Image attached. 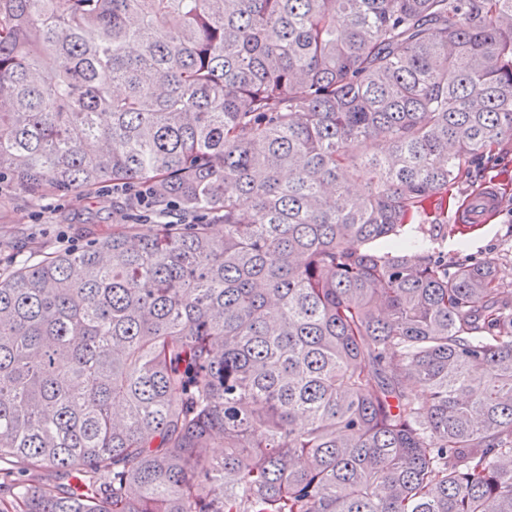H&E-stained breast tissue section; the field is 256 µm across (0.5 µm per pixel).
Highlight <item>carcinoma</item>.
<instances>
[{"label": "carcinoma", "instance_id": "cac0c4a2", "mask_svg": "<svg viewBox=\"0 0 512 512\" xmlns=\"http://www.w3.org/2000/svg\"><path fill=\"white\" fill-rule=\"evenodd\" d=\"M506 140L512 0H0V193L157 218L0 275V512H512V288L405 236Z\"/></svg>", "mask_w": 512, "mask_h": 512}]
</instances>
